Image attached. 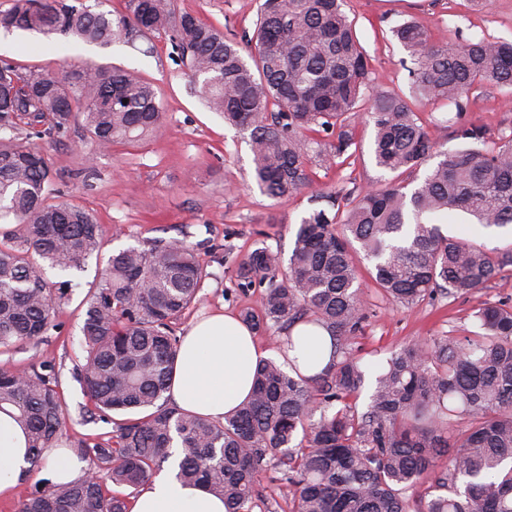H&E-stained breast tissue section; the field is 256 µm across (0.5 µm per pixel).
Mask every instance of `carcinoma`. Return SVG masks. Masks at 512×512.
<instances>
[{"instance_id": "carcinoma-1", "label": "carcinoma", "mask_w": 512, "mask_h": 512, "mask_svg": "<svg viewBox=\"0 0 512 512\" xmlns=\"http://www.w3.org/2000/svg\"><path fill=\"white\" fill-rule=\"evenodd\" d=\"M113 15L86 0H11L0 29L76 38L107 47L168 33L173 52L200 83L208 107L249 132L252 175L269 198L286 200L312 184L314 136L336 131L326 161L354 145L359 108L374 125L378 167L396 177L365 190L327 195L301 219L288 268L267 246L247 253L239 286L264 288L255 331L312 324L329 334V363L305 374L262 360L249 399L224 421L169 403L180 337L175 325L210 272L183 240H146L109 256L89 289L77 381L116 435L80 440L87 469L133 490L162 467L178 443L175 478L224 500L225 512L264 502L258 476L271 461L287 472L291 512H410V492L432 478L447 495L419 496L418 512H512V305L483 302L476 330L416 341L379 366L366 410L357 401L366 367L352 350L364 329L354 255L371 264L381 293L413 306L438 292L469 293L512 266V250L489 251L442 230L461 211L485 229L512 227V138L490 141L474 125L442 150L410 104L389 90L366 92L367 66L341 0H264L244 59L233 39L172 0H127ZM410 58L415 96L455 105L483 85L512 88V43L481 38L446 46L404 22L392 30ZM163 102L135 70L74 64L63 75L25 72L0 59V350L37 343L54 327L70 280L50 287L46 268L82 269L99 256L103 232L88 210L60 199L47 155L31 141L67 136L82 119L97 150L136 144L162 130ZM436 162L421 178L417 171ZM26 430L30 467L62 444L64 405L46 361L0 369V411ZM18 512H131L129 498L83 477L46 483Z\"/></svg>"}]
</instances>
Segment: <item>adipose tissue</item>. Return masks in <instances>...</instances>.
<instances>
[{
	"label": "adipose tissue",
	"mask_w": 512,
	"mask_h": 512,
	"mask_svg": "<svg viewBox=\"0 0 512 512\" xmlns=\"http://www.w3.org/2000/svg\"><path fill=\"white\" fill-rule=\"evenodd\" d=\"M262 357L241 319L229 313L209 315L192 323L183 336L170 396L182 410L223 419L248 400ZM26 453L25 431L0 412V493L26 467ZM133 512H224V503L201 488L159 480L141 491Z\"/></svg>",
	"instance_id": "adipose-tissue-1"
}]
</instances>
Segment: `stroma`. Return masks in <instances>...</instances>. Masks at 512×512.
<instances>
[{
	"mask_svg": "<svg viewBox=\"0 0 512 512\" xmlns=\"http://www.w3.org/2000/svg\"><path fill=\"white\" fill-rule=\"evenodd\" d=\"M262 2L174 0L178 11L222 28L245 50ZM342 8L356 22L368 61L369 86L407 97L412 94L404 64L407 54L392 34L393 27L404 21L418 22L435 44L483 36L512 42V0H344ZM0 58L14 61L24 71L46 68L59 75L77 62L135 69L155 85L164 102L163 134L135 145L92 151L78 121L62 141L40 142L52 163L55 188L63 198L96 215L105 245L98 257L87 260L84 270L67 275L48 270L49 283L67 277L78 287L58 310L55 327L42 341L0 352V368L23 369L43 360L54 363L66 404L63 440L70 448L80 439L115 433L113 423L84 422L86 398L73 377L76 364L82 361L83 299L90 284L98 282L112 251L148 239L188 236L210 276L198 302L179 321L176 330L181 333L210 311L261 310L262 288L241 291L238 265L258 242L290 256L295 231L311 210L315 195L392 178L376 166L374 128L360 118L355 122V153L349 162L329 164L313 158L309 188L279 202L261 194L252 178L248 133L225 124L205 106L187 68L174 54L168 34L162 32L151 33L134 46L118 41L100 49L74 39L0 30ZM414 109L448 149L457 147L454 130L462 123L483 127L493 140L512 137L510 88H478L460 111L423 100L415 101ZM444 229L490 250L512 249V233L483 229L454 211ZM361 293L370 318L355 346L363 360L380 362L419 340L468 335L473 328L470 313L477 304L512 299V267L479 292L438 294L409 308L387 300L367 277Z\"/></svg>",
	"mask_w": 512,
	"mask_h": 512,
	"instance_id": "obj_1",
	"label": "stroma"
}]
</instances>
